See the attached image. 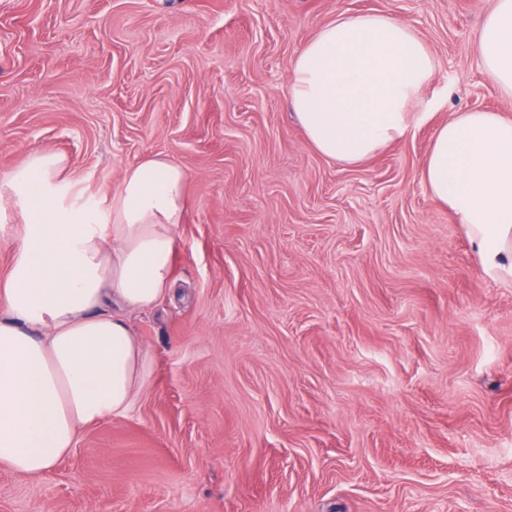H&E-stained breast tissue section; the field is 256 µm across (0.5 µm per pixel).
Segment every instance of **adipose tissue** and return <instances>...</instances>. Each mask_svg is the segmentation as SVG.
Returning <instances> with one entry per match:
<instances>
[{
    "instance_id": "obj_1",
    "label": "adipose tissue",
    "mask_w": 512,
    "mask_h": 512,
    "mask_svg": "<svg viewBox=\"0 0 512 512\" xmlns=\"http://www.w3.org/2000/svg\"><path fill=\"white\" fill-rule=\"evenodd\" d=\"M482 74L512 103V0H495L475 37ZM424 39L386 12L342 15L296 53L288 102L309 145L356 166L407 139L438 109ZM63 155L36 153L0 179L19 207L21 246L0 281V466L49 472L83 430L125 413L148 350L127 315L174 291L183 167L151 156L127 168L107 209L78 204ZM420 180L448 207L486 278L512 283V118L453 113L435 131Z\"/></svg>"
}]
</instances>
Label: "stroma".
<instances>
[{"label": "stroma", "instance_id": "1", "mask_svg": "<svg viewBox=\"0 0 512 512\" xmlns=\"http://www.w3.org/2000/svg\"><path fill=\"white\" fill-rule=\"evenodd\" d=\"M494 0H0V176L67 160L104 206L149 155L187 172L175 293L124 414L47 474L0 467V512H512V285L481 272L419 177L451 113L512 105L473 42ZM386 12L446 100L350 167L288 106L297 50ZM0 199V278L21 226Z\"/></svg>", "mask_w": 512, "mask_h": 512}]
</instances>
